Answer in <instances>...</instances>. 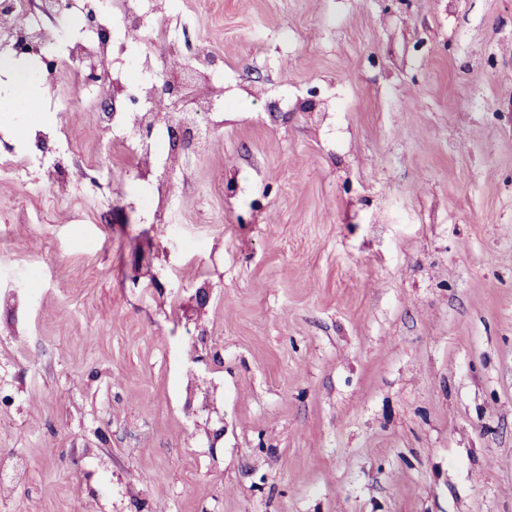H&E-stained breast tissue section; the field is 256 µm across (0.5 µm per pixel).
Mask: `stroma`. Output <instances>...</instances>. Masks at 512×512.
<instances>
[{
    "instance_id": "obj_1",
    "label": "stroma",
    "mask_w": 512,
    "mask_h": 512,
    "mask_svg": "<svg viewBox=\"0 0 512 512\" xmlns=\"http://www.w3.org/2000/svg\"><path fill=\"white\" fill-rule=\"evenodd\" d=\"M151 8L179 42L143 51L224 78L162 212L71 72L23 61L35 114L0 89L34 156L0 179V512H512V0Z\"/></svg>"
}]
</instances>
